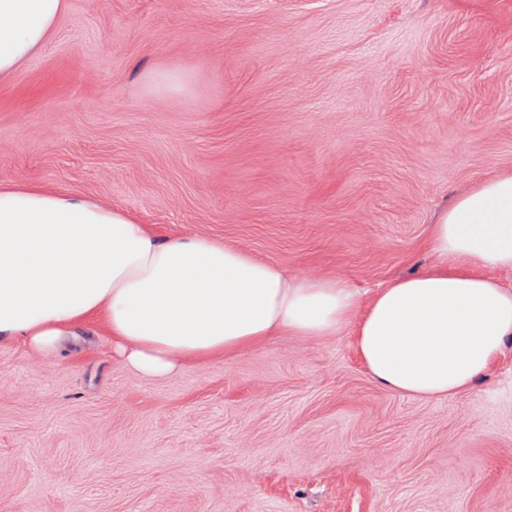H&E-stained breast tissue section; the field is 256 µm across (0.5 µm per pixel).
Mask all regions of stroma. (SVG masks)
<instances>
[{
    "instance_id": "1",
    "label": "stroma",
    "mask_w": 512,
    "mask_h": 512,
    "mask_svg": "<svg viewBox=\"0 0 512 512\" xmlns=\"http://www.w3.org/2000/svg\"><path fill=\"white\" fill-rule=\"evenodd\" d=\"M177 70L184 89H151ZM512 171V0H67L0 86V182L89 196L362 296ZM0 512H512V351L424 399L352 334L143 378L0 343Z\"/></svg>"
}]
</instances>
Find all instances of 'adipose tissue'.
Masks as SVG:
<instances>
[{
    "label": "adipose tissue",
    "mask_w": 512,
    "mask_h": 512,
    "mask_svg": "<svg viewBox=\"0 0 512 512\" xmlns=\"http://www.w3.org/2000/svg\"><path fill=\"white\" fill-rule=\"evenodd\" d=\"M66 8L0 0V83ZM427 249L429 268L365 300L341 277L290 275L217 238L160 236L85 196L0 183V343L53 356L100 331L131 370L161 378L274 336L350 331L375 383L440 398L468 390L512 343V172L440 213Z\"/></svg>",
    "instance_id": "adipose-tissue-1"
}]
</instances>
